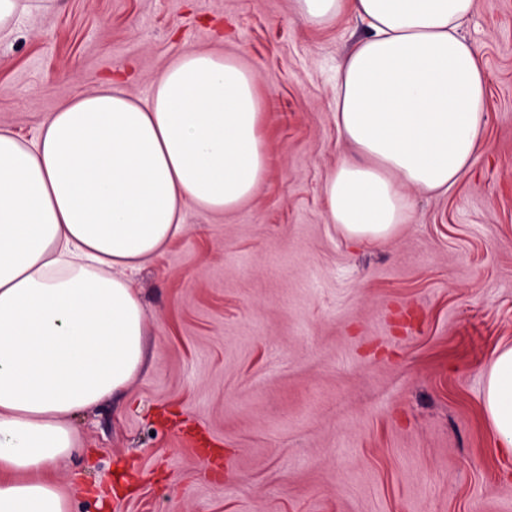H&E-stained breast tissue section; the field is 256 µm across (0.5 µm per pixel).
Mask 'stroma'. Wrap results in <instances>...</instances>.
<instances>
[{
  "label": "stroma",
  "mask_w": 512,
  "mask_h": 512,
  "mask_svg": "<svg viewBox=\"0 0 512 512\" xmlns=\"http://www.w3.org/2000/svg\"><path fill=\"white\" fill-rule=\"evenodd\" d=\"M488 71L487 143L413 221L356 243L323 218L347 145L336 63L363 35L290 0H41L0 42V125L26 138L115 80L147 99L187 48L235 56L270 94L269 172L237 211L187 208L138 274L145 369L76 415L57 472L73 512H512L483 379L512 346V0L465 31Z\"/></svg>",
  "instance_id": "35a3bbf8"
}]
</instances>
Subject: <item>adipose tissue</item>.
I'll list each match as a JSON object with an SVG mask.
<instances>
[{
	"label": "adipose tissue",
	"mask_w": 512,
	"mask_h": 512,
	"mask_svg": "<svg viewBox=\"0 0 512 512\" xmlns=\"http://www.w3.org/2000/svg\"><path fill=\"white\" fill-rule=\"evenodd\" d=\"M476 0H293L316 28L343 15L369 33L336 68L340 158L323 215L347 238L384 241L413 219L410 191L444 194L485 141L488 78L460 30ZM258 77L189 48L147 100L117 83L68 99L36 138L0 126V512H72L56 480L82 450L71 420L123 392L146 363L135 273L183 229L268 174ZM484 407L512 450V347Z\"/></svg>",
	"instance_id": "obj_1"
}]
</instances>
